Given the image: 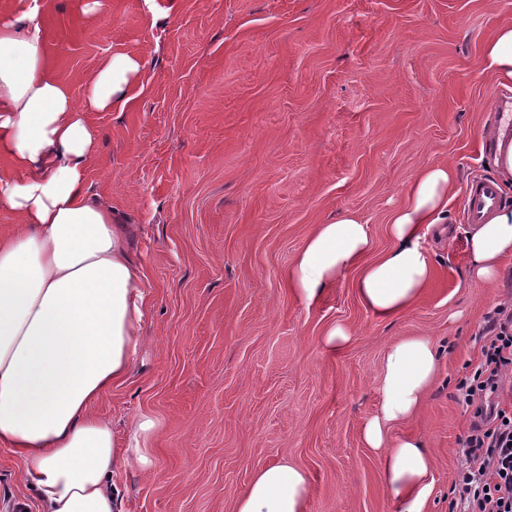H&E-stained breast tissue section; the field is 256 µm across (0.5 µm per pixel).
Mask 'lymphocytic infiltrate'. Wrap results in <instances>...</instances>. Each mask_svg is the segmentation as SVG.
I'll list each match as a JSON object with an SVG mask.
<instances>
[{
    "label": "lymphocytic infiltrate",
    "mask_w": 512,
    "mask_h": 512,
    "mask_svg": "<svg viewBox=\"0 0 512 512\" xmlns=\"http://www.w3.org/2000/svg\"><path fill=\"white\" fill-rule=\"evenodd\" d=\"M480 338L482 359L457 385L475 420L452 485V512H512V410L500 402L512 372V305L495 307Z\"/></svg>",
    "instance_id": "f902f5d3"
}]
</instances>
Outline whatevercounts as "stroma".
Returning a JSON list of instances; mask_svg holds the SVG:
<instances>
[{
  "instance_id": "stroma-1",
  "label": "stroma",
  "mask_w": 512,
  "mask_h": 512,
  "mask_svg": "<svg viewBox=\"0 0 512 512\" xmlns=\"http://www.w3.org/2000/svg\"><path fill=\"white\" fill-rule=\"evenodd\" d=\"M42 0L57 76L82 99L115 53L145 61L121 112H94L89 200L133 231L151 294L145 347L96 411L125 439L138 414L158 421L159 468L120 470L128 512H233L254 468L288 458L310 476L309 512H397L360 427L379 404L388 346L429 336L440 372L401 430L435 468L430 512L450 488L473 421L458 401L479 332L512 301V257L493 283L470 280L463 197L453 232L428 233L435 272L423 300L394 320L369 313L348 272L305 305L284 274L314 225L345 212L368 224L372 256L422 166L460 186L492 179L484 147L504 90L481 65L512 22V0ZM335 324L351 333L323 346ZM39 512L0 448V506Z\"/></svg>"
}]
</instances>
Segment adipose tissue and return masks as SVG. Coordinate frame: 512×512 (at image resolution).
I'll return each instance as SVG.
<instances>
[{
  "label": "adipose tissue",
  "instance_id": "ef3b65f1",
  "mask_svg": "<svg viewBox=\"0 0 512 512\" xmlns=\"http://www.w3.org/2000/svg\"><path fill=\"white\" fill-rule=\"evenodd\" d=\"M40 12L39 0H19L0 14V204L16 217L0 232V447L18 459L41 512H122L113 476L122 468L156 474L155 423L139 417L122 444L93 405L132 372L149 295L127 225L107 204L89 201L84 186L97 144L88 115L125 109L143 60L112 55L75 100L50 64ZM482 64L512 90V25L484 45ZM455 183L448 166L422 167L391 216V247L373 260L369 227L354 214L316 225L285 274L289 287L310 304L353 270L354 292L376 318L410 309L433 277L423 241L447 223ZM467 246L469 276L500 277L512 255V207L499 205L473 225ZM439 359L427 336L389 345L380 407L361 429L398 512H427L433 494L425 442L390 430L420 412ZM309 496L308 474L284 458L253 470L234 512H308Z\"/></svg>",
  "mask_w": 512,
  "mask_h": 512
}]
</instances>
